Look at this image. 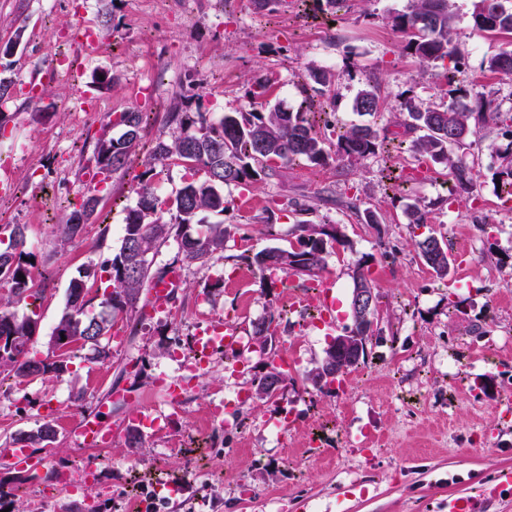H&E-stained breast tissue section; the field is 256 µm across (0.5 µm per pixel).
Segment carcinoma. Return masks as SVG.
<instances>
[{
  "instance_id": "carcinoma-1",
  "label": "carcinoma",
  "mask_w": 512,
  "mask_h": 512,
  "mask_svg": "<svg viewBox=\"0 0 512 512\" xmlns=\"http://www.w3.org/2000/svg\"><path fill=\"white\" fill-rule=\"evenodd\" d=\"M472 27L480 33L499 28L512 33V4L509 0H474ZM394 31L407 36L405 50L421 62L432 64L461 60L453 38L454 11L452 0H411L408 11L388 17ZM488 71L507 78L512 76V49L505 48L486 61ZM444 77L448 83V103L419 106L412 99L401 102L407 115L403 135L411 134V151L419 160L442 163L450 171L455 188L471 193L476 188L480 171L456 160L449 148L458 146L476 134V128L490 122H499L500 113L488 110L481 99H472L470 93L453 87L455 75L447 68ZM311 90L315 95L333 98L335 74L327 70L311 73ZM271 79L259 81L247 93V102L239 112H228L219 120L209 119L204 112H181L174 106L166 113L167 124L175 127L169 141L157 140L151 147L145 170L139 176L137 202L125 217L122 243L119 251L102 267L111 282L112 291L106 294L102 310L96 316L85 315L87 306L86 282L94 275L89 268L77 270L70 281L66 305L52 331L57 335L66 329L71 336L69 344L81 348L100 345V340L113 327L118 312H133L141 291L152 282V259L130 261L127 252L151 254L158 243L171 236L180 239V253L189 262L204 261L224 251L227 234L224 221H212L224 214V195L221 188L230 184H246L269 175L277 162L291 163L305 160L315 166L327 164L329 154L325 142L315 129V119L304 107L284 109L267 101ZM354 107L361 114L374 115L380 111L379 83L370 80L358 92ZM123 132L117 136L100 138L94 152L96 168L106 174L124 169L129 156L139 147L144 130L141 112L129 111L120 117ZM393 139L380 134L374 125L352 126L339 131L336 140L337 155L359 160L374 155L384 143ZM171 161L190 171L202 170L205 178L186 180L176 195L163 201L156 194L153 178L156 167ZM95 197L87 194L80 208L73 210L63 224L58 225L61 243L80 234L85 224L95 215ZM205 224L207 232L192 234L191 225ZM299 245L303 249L280 247L264 248L241 259L255 266L262 275L263 285L275 286L272 275L291 271L306 276L314 275L326 265L330 249L338 242L336 227L330 224L299 222ZM426 264L439 277L450 274L453 263L447 245L428 235L418 242ZM35 254L27 247L24 227L12 226L9 244L0 250V284L8 288V298L0 301V367L18 379L31 375H60L68 370L75 350L68 349L59 360L36 361L29 357V344L35 335L37 321L19 315L14 305L34 297L31 259ZM24 278H19V275ZM274 317L254 325L252 339L260 350L268 345V335ZM56 440V429L50 422L36 430L20 433L15 443L27 448H45Z\"/></svg>"
}]
</instances>
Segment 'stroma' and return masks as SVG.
<instances>
[{"mask_svg":"<svg viewBox=\"0 0 512 512\" xmlns=\"http://www.w3.org/2000/svg\"><path fill=\"white\" fill-rule=\"evenodd\" d=\"M324 0H87L77 14L70 0H0V43L24 26L21 49L0 78L23 79L40 96L20 92L0 100V144L18 139L26 152L9 156L13 195L0 198V225L22 224L36 255V298L18 305L37 330L29 354L51 359L49 338L78 268L100 266L118 252L122 225L137 200L138 176L156 139L169 138L164 116L178 105L220 119L246 103V93L267 74L277 79L273 103L297 108L310 74L336 76V102L327 119L336 126L372 123L400 131L403 98L447 101L439 66H423L387 24L409 0H354L331 15ZM454 38L467 62L457 87L482 95L491 110L512 114V78L487 71V58L505 39L473 31L474 0H454ZM89 19L106 52L85 55L60 41L61 33ZM68 57L71 75L49 78L57 57ZM111 83L97 90L94 75ZM376 77L385 99L380 113L353 110L366 77ZM101 103L84 112L80 101ZM146 115L144 138L124 170L103 183L85 177L97 139L118 135L121 113ZM507 143L500 126L478 129L453 157L480 168L472 194L455 195L445 165L418 164L406 148L378 151L355 162L335 158V138L321 167L304 160L280 165L275 176L248 187L228 185L224 250L207 262L178 260L179 242L160 244L152 272L177 273L171 312L150 309L140 298L133 316L118 315L104 355L87 346L67 372L18 382L0 373V447L20 432L51 422L53 447L43 449L47 470L78 473L98 462L95 482L61 489L31 483L0 461V512H448L450 498L480 493L503 469H512V211L498 189L496 171ZM99 201L95 219L68 244L56 225L65 223L86 193ZM302 202L314 223L337 225L335 246L321 277L285 276L263 287L242 254L296 244ZM432 208L430 224L410 225V204ZM374 213L376 223L365 221ZM443 238L455 257L440 278L420 258L416 243ZM371 255L369 276L380 294L367 363L345 383L319 390L308 376L325 355L330 332L288 312L291 286L336 283L340 327L351 324L352 276ZM274 316L272 348H250L240 379L224 357L190 383L177 408L156 391L160 373L172 372L175 347L184 346L199 318L221 316L250 336L253 323ZM295 351L299 360L275 399H250L245 425L220 427L209 412L236 388H250L265 362ZM151 404L158 429H142L140 447L118 439L91 448L80 422L97 418L126 429L131 415ZM287 422L274 436L275 422ZM326 438L311 450L313 433ZM195 469H188V461ZM244 477L248 491L233 481Z\"/></svg>","mask_w":512,"mask_h":512,"instance_id":"35a3bbf8","label":"stroma"}]
</instances>
